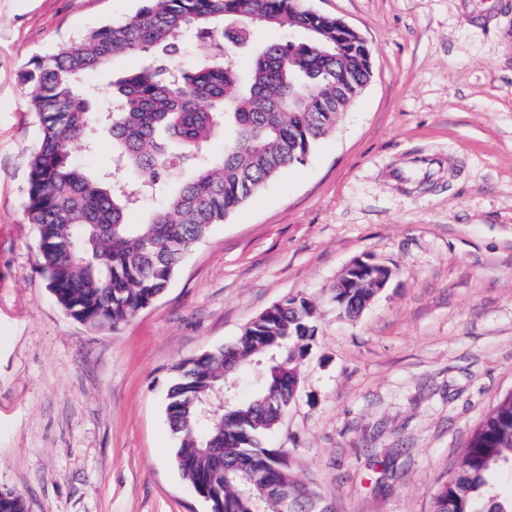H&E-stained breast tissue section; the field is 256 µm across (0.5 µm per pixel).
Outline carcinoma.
I'll return each mask as SVG.
<instances>
[{"label": "carcinoma", "instance_id": "obj_1", "mask_svg": "<svg viewBox=\"0 0 512 512\" xmlns=\"http://www.w3.org/2000/svg\"><path fill=\"white\" fill-rule=\"evenodd\" d=\"M288 26L296 37L255 48L240 71L232 43L256 29ZM193 36L207 56L168 68L159 56ZM124 55L139 68L119 76L106 112L89 109L88 74ZM370 51L328 17L306 18L300 0H143L134 16L63 42L27 73L39 137L27 165L26 216L38 235V269L58 306L96 331L114 330L159 298L186 254L285 170L304 163L336 127L370 77ZM112 138V162L133 167L128 184L89 174L74 158L91 128ZM224 131V152L209 144ZM150 204L147 218L129 213ZM371 288H348L342 310L359 316ZM313 304L286 298L238 338L172 366L165 414L182 476L208 512H330L298 481L288 453L270 448L296 393L288 371L314 336ZM264 362L248 399L231 397L251 362ZM227 405L218 409V396ZM512 467V394L473 430L456 468L433 497V512H512L490 479ZM0 512H25L0 492Z\"/></svg>", "mask_w": 512, "mask_h": 512}]
</instances>
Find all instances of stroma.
Listing matches in <instances>:
<instances>
[{
    "label": "stroma",
    "mask_w": 512,
    "mask_h": 512,
    "mask_svg": "<svg viewBox=\"0 0 512 512\" xmlns=\"http://www.w3.org/2000/svg\"><path fill=\"white\" fill-rule=\"evenodd\" d=\"M141 5L0 0V492L26 512H208L173 463L172 367L304 297L315 332L270 446L334 512H431L512 393V0H304L365 40L369 83L151 306L94 331L37 268L24 75ZM368 257L392 277L346 317L333 287Z\"/></svg>",
    "instance_id": "35a3bbf8"
}]
</instances>
